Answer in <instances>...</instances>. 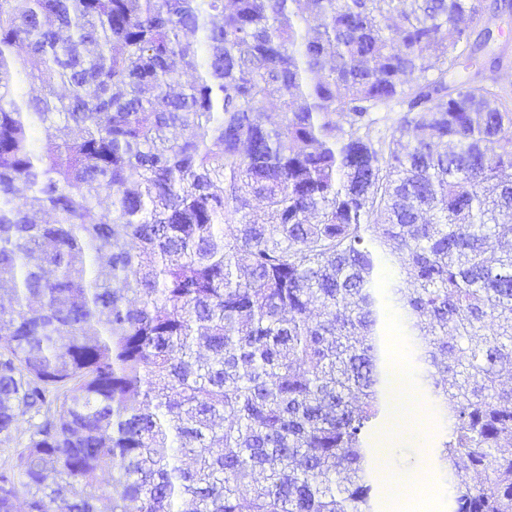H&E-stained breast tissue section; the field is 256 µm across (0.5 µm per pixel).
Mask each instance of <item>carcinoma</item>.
<instances>
[{
	"instance_id": "1",
	"label": "carcinoma",
	"mask_w": 512,
	"mask_h": 512,
	"mask_svg": "<svg viewBox=\"0 0 512 512\" xmlns=\"http://www.w3.org/2000/svg\"><path fill=\"white\" fill-rule=\"evenodd\" d=\"M485 12L0 0V443L27 423L0 512H377L389 327L449 425L450 512H512V91ZM47 74L64 92L24 97Z\"/></svg>"
}]
</instances>
